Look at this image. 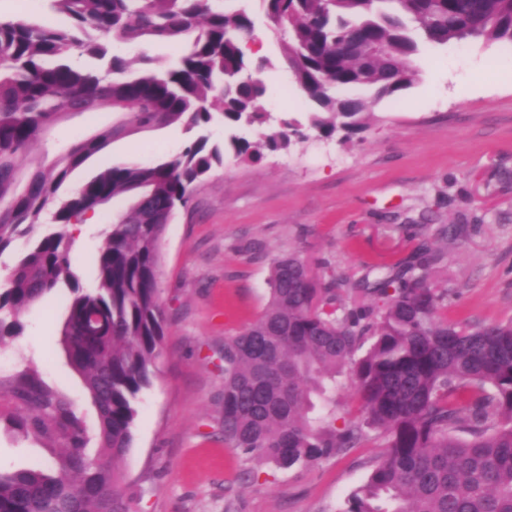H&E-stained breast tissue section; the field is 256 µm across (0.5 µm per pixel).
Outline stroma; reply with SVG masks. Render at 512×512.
Instances as JSON below:
<instances>
[{
	"mask_svg": "<svg viewBox=\"0 0 512 512\" xmlns=\"http://www.w3.org/2000/svg\"><path fill=\"white\" fill-rule=\"evenodd\" d=\"M255 37L264 41L265 108L305 119L309 110L285 67L258 0ZM512 44L451 42L413 56L416 82L373 107L375 122L350 139L310 135L257 162L226 156L178 209L160 244L159 286L166 324L150 384L140 394L132 443L121 462L131 512H340L381 451L371 441L334 457L276 471L224 445L220 403L224 339L255 321L268 301L274 257L294 253L322 280L357 282L403 262L426 240L448 250L437 277L449 321L512 320ZM90 112L55 126L35 153L112 125ZM181 128L112 140L73 171L77 187L107 163H143L180 152ZM117 199L85 225L73 250L83 288ZM462 224L463 237L444 236ZM70 291L45 295L19 317L22 333L0 338V471L49 463L42 440L4 418L21 371L37 369L84 420L89 454L100 450L97 412L60 344Z\"/></svg>",
	"mask_w": 512,
	"mask_h": 512,
	"instance_id": "35a3bbf8",
	"label": "stroma"
}]
</instances>
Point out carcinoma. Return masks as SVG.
Instances as JSON below:
<instances>
[{
    "mask_svg": "<svg viewBox=\"0 0 512 512\" xmlns=\"http://www.w3.org/2000/svg\"><path fill=\"white\" fill-rule=\"evenodd\" d=\"M285 68L314 110L322 137L369 126L372 106L414 83L410 60L451 41L512 43V0H260ZM62 26L0 16V254L22 241L0 290V337L59 285L71 286L61 343L98 413L102 451L86 452L74 403L35 369L18 374L7 421L48 441L52 463L0 473V512H129L120 466L132 443L135 402L149 385L164 336L159 246L178 207L232 154L252 161L307 134L271 122L265 85L245 46L255 18L218 0H51ZM145 38L185 48L135 67L115 50ZM365 87L372 100L346 91ZM122 119L24 169L19 159L73 114ZM261 129L224 145L202 135L150 164L115 163L67 187L72 172L130 130L215 121ZM124 198L84 290L72 270V227ZM54 224L50 233L40 226ZM445 254L420 244L404 263L353 292L317 279L294 254L273 258L270 299L224 339V444L281 471L334 457L378 433L383 452L340 512H512V321L461 326L441 316L448 290L433 275ZM364 350L359 359L354 354ZM349 372L364 424L336 427V376Z\"/></svg>",
    "mask_w": 512,
    "mask_h": 512,
    "instance_id": "1",
    "label": "carcinoma"
}]
</instances>
